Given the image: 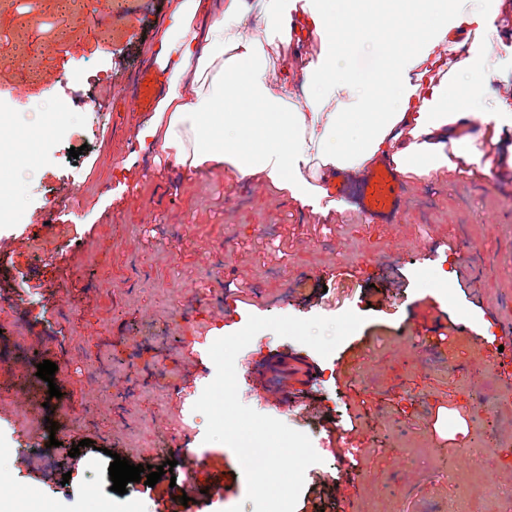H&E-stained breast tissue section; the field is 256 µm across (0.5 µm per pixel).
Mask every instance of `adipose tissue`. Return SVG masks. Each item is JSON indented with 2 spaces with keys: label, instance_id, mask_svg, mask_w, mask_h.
Here are the masks:
<instances>
[{
  "label": "adipose tissue",
  "instance_id": "ef3b65f1",
  "mask_svg": "<svg viewBox=\"0 0 512 512\" xmlns=\"http://www.w3.org/2000/svg\"><path fill=\"white\" fill-rule=\"evenodd\" d=\"M508 1L335 0L295 19L292 0H175L157 54L166 90L138 137L186 172L261 178L323 219L350 208L328 182L383 159L420 181L461 168L497 179L512 170V99L490 96L494 63L471 45L496 37L487 12ZM253 14L282 46L297 30L319 40L304 87L272 75L243 32ZM351 35L383 44L377 69L337 65ZM352 122L355 140L341 134Z\"/></svg>",
  "mask_w": 512,
  "mask_h": 512
}]
</instances>
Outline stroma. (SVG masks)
Instances as JSON below:
<instances>
[{
  "label": "stroma",
  "instance_id": "1",
  "mask_svg": "<svg viewBox=\"0 0 512 512\" xmlns=\"http://www.w3.org/2000/svg\"><path fill=\"white\" fill-rule=\"evenodd\" d=\"M171 2L135 0L117 22L113 0H76L63 37L58 0H0V113L32 157L0 187L11 207L0 220V306L11 317L0 325V512H180L187 479L210 484L207 470L176 465L185 446L208 447L223 472L202 512H254L235 453L204 443L206 419L193 409L215 376L211 330L348 310L364 322L328 357L269 330L238 355L240 401L320 446L295 512H502L512 411L486 369L512 360V175L404 181L396 218L367 224L351 210L317 218L222 168L190 175L157 160L137 138L149 115L131 84L154 59ZM57 103L68 115L53 129L40 115ZM67 195L81 212L56 207ZM52 208L68 235L38 256L31 241L54 238ZM441 269L444 298L432 290ZM46 360L53 382L23 389ZM292 362L310 392L288 410L265 372L287 374ZM62 405L84 426L61 424ZM26 413L59 428L22 429ZM339 432L355 447L325 448ZM417 437L426 452L410 447ZM116 454L175 467L121 495L108 471Z\"/></svg>",
  "mask_w": 512,
  "mask_h": 512
}]
</instances>
